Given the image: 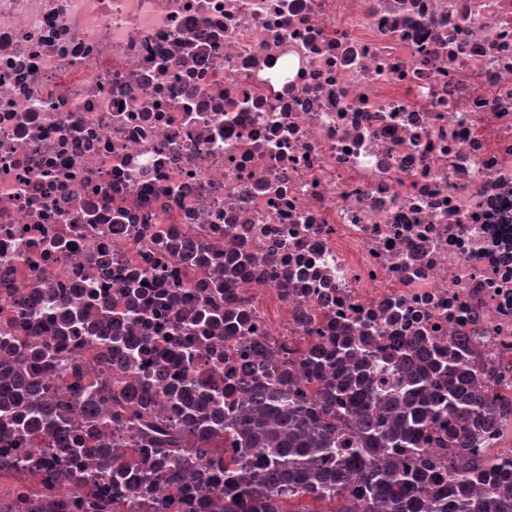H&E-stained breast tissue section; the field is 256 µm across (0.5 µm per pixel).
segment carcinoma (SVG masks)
Instances as JSON below:
<instances>
[{
    "label": "carcinoma",
    "instance_id": "obj_1",
    "mask_svg": "<svg viewBox=\"0 0 512 512\" xmlns=\"http://www.w3.org/2000/svg\"><path fill=\"white\" fill-rule=\"evenodd\" d=\"M241 267L229 259L213 293ZM150 312L184 332L188 357L219 327L237 343L248 322L232 304L159 305L136 274L118 299L41 288L21 301L25 335L0 334V472L38 482L0 512H512V461L478 447L501 398L421 337L377 356L363 336H329L275 375L259 361L226 386L219 368L171 372L162 341L125 329ZM431 441L459 474L446 487L422 453ZM146 472L168 492L140 494Z\"/></svg>",
    "mask_w": 512,
    "mask_h": 512
}]
</instances>
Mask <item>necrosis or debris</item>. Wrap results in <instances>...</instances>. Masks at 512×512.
<instances>
[{
  "label": "necrosis or debris",
  "instance_id": "obj_1",
  "mask_svg": "<svg viewBox=\"0 0 512 512\" xmlns=\"http://www.w3.org/2000/svg\"><path fill=\"white\" fill-rule=\"evenodd\" d=\"M234 255L264 357L423 336L506 393L500 454L512 0H0V328L49 281L195 306Z\"/></svg>",
  "mask_w": 512,
  "mask_h": 512
}]
</instances>
